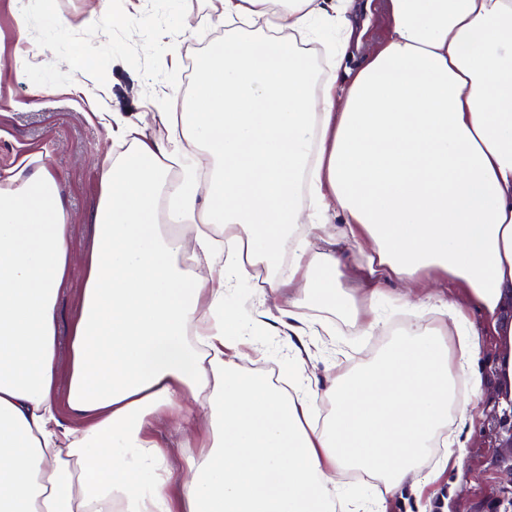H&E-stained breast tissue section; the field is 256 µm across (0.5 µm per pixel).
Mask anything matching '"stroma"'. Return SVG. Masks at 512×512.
<instances>
[{
  "instance_id": "1",
  "label": "stroma",
  "mask_w": 512,
  "mask_h": 512,
  "mask_svg": "<svg viewBox=\"0 0 512 512\" xmlns=\"http://www.w3.org/2000/svg\"><path fill=\"white\" fill-rule=\"evenodd\" d=\"M363 31L348 58L360 67L379 50L390 27L385 0H359ZM68 26L50 33L42 0H0V174L25 163H46L62 187L70 216L69 248L75 256L88 253L92 219L102 195L103 164L126 149L113 137V116L144 128L150 139L167 140L171 129L159 112L181 113L197 91V74L188 70L207 49L212 35L224 26L208 21V0H112V13L123 16L115 25L88 19L85 0H55ZM74 53L82 71L78 80L57 73L53 54ZM82 269L74 267L58 295L57 361L67 367L71 325L81 308ZM375 335H361L352 304L330 311H308L313 320L329 323L331 332L308 338L306 374L316 387L310 404L326 418L332 403L324 391L332 379L375 356L395 340L393 328L410 315L401 298L403 282L389 281ZM238 349L250 357L248 368L275 379L288 360L281 336L245 335ZM471 404L480 416L466 447L447 455L431 449L416 470L424 476L441 468L439 478L415 491L404 488L388 496L386 512H489L490 503L507 481L499 466L502 432L486 395Z\"/></svg>"
}]
</instances>
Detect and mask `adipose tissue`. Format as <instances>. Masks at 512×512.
<instances>
[{"mask_svg": "<svg viewBox=\"0 0 512 512\" xmlns=\"http://www.w3.org/2000/svg\"><path fill=\"white\" fill-rule=\"evenodd\" d=\"M210 2L217 20L250 31L199 58L198 90L167 142L122 127L131 145L101 169L62 396L57 298L72 257L61 187L43 165L0 187V512H367L339 471L363 470L391 494L447 423L446 447L470 436L453 371L478 393L493 383L499 410L512 408V0H387V40L356 70V0ZM323 26L335 32L324 82L306 49ZM184 141L212 162L206 191ZM164 222L193 239L164 235ZM230 224L242 234L212 237ZM344 239L373 284L364 335L390 279L410 284L412 320L326 389L334 409L319 427L302 356L284 389L249 372L245 355L226 357L241 326L224 295L258 258L288 251L273 301L295 352L323 329L304 308L343 302ZM191 246L223 256L220 268L185 270ZM426 269L461 298L419 294ZM430 313L445 324L429 327ZM488 334L489 378L478 362ZM162 415L188 425L182 445L200 451L176 498L154 433Z\"/></svg>", "mask_w": 512, "mask_h": 512, "instance_id": "1", "label": "adipose tissue"}]
</instances>
